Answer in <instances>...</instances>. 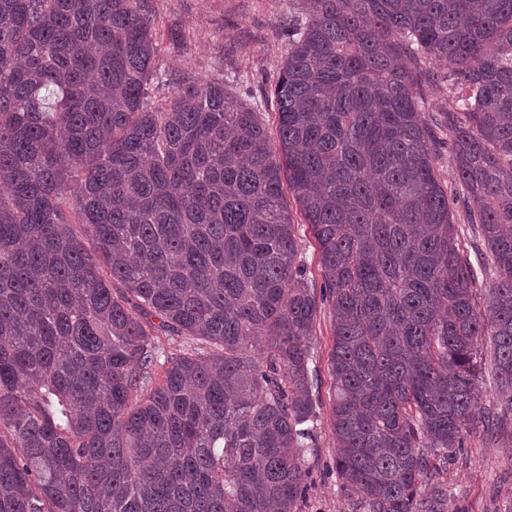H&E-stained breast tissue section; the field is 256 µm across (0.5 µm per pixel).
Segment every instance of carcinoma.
Here are the masks:
<instances>
[{"label": "carcinoma", "instance_id": "carcinoma-1", "mask_svg": "<svg viewBox=\"0 0 512 512\" xmlns=\"http://www.w3.org/2000/svg\"><path fill=\"white\" fill-rule=\"evenodd\" d=\"M304 2L275 146L221 81L148 106L149 0H0V512H300L319 303L285 179L364 512H442L422 488L480 413L487 336V428L512 414V0ZM158 331L196 347L151 388ZM426 107L431 112H440L448 105V82L430 80L423 87ZM286 202L290 207V213L295 224V233L300 243V248L303 256V262L307 269V277L309 281L316 285L317 293L320 294L322 276L318 260L317 243L313 237L308 224H303L304 219L299 210L297 203L294 201L293 195L288 190V185L285 184ZM479 356H477L478 368L482 369L480 379V406L482 411L496 412L495 402L497 399L496 384L493 375V348L489 338L482 340L479 347Z\"/></svg>", "mask_w": 512, "mask_h": 512}]
</instances>
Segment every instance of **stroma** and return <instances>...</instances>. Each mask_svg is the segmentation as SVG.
I'll list each match as a JSON object with an SVG mask.
<instances>
[{
	"mask_svg": "<svg viewBox=\"0 0 512 512\" xmlns=\"http://www.w3.org/2000/svg\"><path fill=\"white\" fill-rule=\"evenodd\" d=\"M161 87L149 88L152 105L164 103L189 82L220 77L232 91L258 104L268 130H275L274 106L265 99L287 46L283 22L292 0H150ZM333 346L329 304L320 305L309 368L318 382L320 404L314 439L305 451L309 490L301 512H357V497L336 475L332 429ZM448 491L446 512H512V425L490 433L484 421L469 427L467 446L436 478Z\"/></svg>",
	"mask_w": 512,
	"mask_h": 512,
	"instance_id": "1",
	"label": "stroma"
}]
</instances>
